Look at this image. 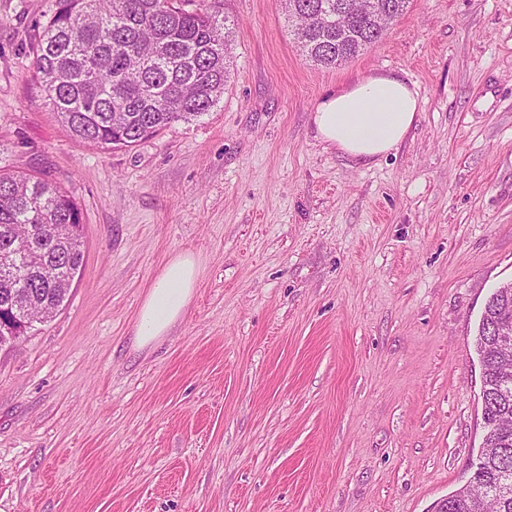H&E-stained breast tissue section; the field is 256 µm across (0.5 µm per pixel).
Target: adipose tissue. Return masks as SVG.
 Here are the masks:
<instances>
[{
  "label": "adipose tissue",
  "mask_w": 512,
  "mask_h": 512,
  "mask_svg": "<svg viewBox=\"0 0 512 512\" xmlns=\"http://www.w3.org/2000/svg\"><path fill=\"white\" fill-rule=\"evenodd\" d=\"M419 109L414 84L396 73L373 74L332 93L311 114L318 138L356 162L371 163L396 150ZM201 266L190 253L171 257L151 282L134 327L143 349L170 333L185 315Z\"/></svg>",
  "instance_id": "obj_1"
}]
</instances>
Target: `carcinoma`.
I'll list each match as a JSON object with an SVG mask.
<instances>
[{
  "label": "carcinoma",
  "instance_id": "carcinoma-1",
  "mask_svg": "<svg viewBox=\"0 0 512 512\" xmlns=\"http://www.w3.org/2000/svg\"><path fill=\"white\" fill-rule=\"evenodd\" d=\"M192 0H55L33 51V71L57 120L78 142L128 148L172 124L211 112L230 79L232 28ZM350 0H283L306 57L326 68L355 57L387 32ZM390 21L409 0H377ZM75 201L52 181L0 167V249L21 255L0 268V320L18 311L50 320L84 265ZM512 324V290L487 300L475 348L481 366L480 454L469 484L437 512H512V350L496 340Z\"/></svg>",
  "mask_w": 512,
  "mask_h": 512
}]
</instances>
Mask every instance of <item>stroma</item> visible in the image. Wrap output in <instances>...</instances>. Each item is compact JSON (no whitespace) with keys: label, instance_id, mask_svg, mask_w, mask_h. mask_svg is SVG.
Here are the masks:
<instances>
[{"label":"stroma","instance_id":"obj_1","mask_svg":"<svg viewBox=\"0 0 512 512\" xmlns=\"http://www.w3.org/2000/svg\"><path fill=\"white\" fill-rule=\"evenodd\" d=\"M234 23L219 106L136 146L74 140L33 76L55 0H0V161L77 203L85 260L56 316L0 350V512H431L482 441L474 349L512 283V0H410L325 69L281 0ZM420 111L376 162L317 139L364 76ZM201 276L136 349L166 261ZM201 266L190 253L171 257L151 282L134 327V345L150 347L185 315L197 288Z\"/></svg>","mask_w":512,"mask_h":512}]
</instances>
